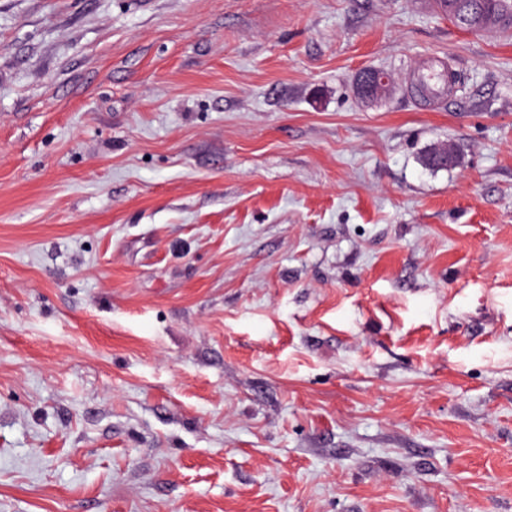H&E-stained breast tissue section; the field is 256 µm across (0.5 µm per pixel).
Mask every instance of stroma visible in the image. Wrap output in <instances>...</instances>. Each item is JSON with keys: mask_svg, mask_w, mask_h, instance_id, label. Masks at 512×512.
Returning a JSON list of instances; mask_svg holds the SVG:
<instances>
[{"mask_svg": "<svg viewBox=\"0 0 512 512\" xmlns=\"http://www.w3.org/2000/svg\"><path fill=\"white\" fill-rule=\"evenodd\" d=\"M0 512H512V37L0 0ZM421 76V80L425 85L424 96L426 101H431L447 89V83L442 80L438 63L434 60L428 61L426 66L418 72L415 81ZM359 81L360 78L358 79L356 89L358 92L359 87L360 94L364 97L370 96L375 90H377L380 94H386L389 93L393 88V80L391 76L381 70H368L366 71V75L364 76L360 86H358Z\"/></svg>", "mask_w": 512, "mask_h": 512, "instance_id": "obj_1", "label": "stroma"}]
</instances>
